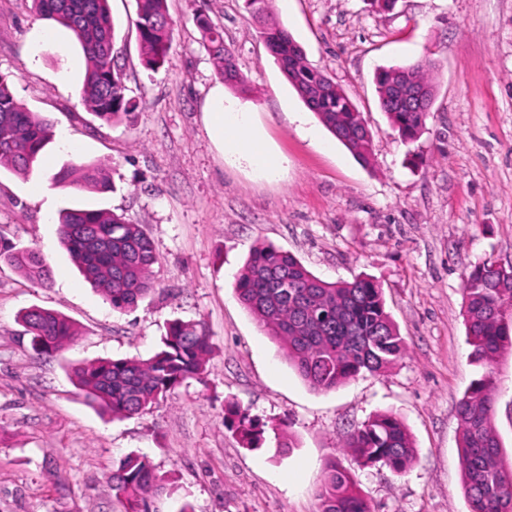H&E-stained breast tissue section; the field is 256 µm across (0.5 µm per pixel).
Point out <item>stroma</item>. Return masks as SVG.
Masks as SVG:
<instances>
[{
  "mask_svg": "<svg viewBox=\"0 0 512 512\" xmlns=\"http://www.w3.org/2000/svg\"><path fill=\"white\" fill-rule=\"evenodd\" d=\"M119 62L139 109L103 121L82 103L83 59L72 34L37 18L32 0H0V77L56 138L39 171L0 167V243L31 247L53 276L44 288L0 265V512H124L109 477L128 454L166 478L162 512H319L329 461L348 471L374 512H469L457 406L485 371L463 317L465 268L512 264V0H271L274 19L330 75L372 133L362 165L309 111L259 36L244 0H167L170 61L144 67L136 0H110ZM224 30L250 103L288 168L272 180L229 166L204 120L222 86L197 14ZM435 61L436 98L416 145L381 111L374 74ZM68 144H61V137ZM94 162L106 193L67 190L62 167ZM67 207L104 208L142 225L160 262L134 310H112L79 274L57 235ZM274 244L316 276H368L406 345L378 375L312 390L238 301L233 283L250 250ZM37 305L78 335L59 355L34 353L18 321ZM203 322L214 353L204 381L187 380L133 418L100 415L67 366L152 356L167 323ZM492 370L493 425L512 460V353ZM239 403L267 426L246 448L223 423ZM378 414L407 429L415 459L396 474L343 452L349 430ZM288 450H281V443Z\"/></svg>",
  "mask_w": 512,
  "mask_h": 512,
  "instance_id": "35a3bbf8",
  "label": "stroma"
}]
</instances>
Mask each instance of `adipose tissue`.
Listing matches in <instances>:
<instances>
[{
	"instance_id": "obj_1",
	"label": "adipose tissue",
	"mask_w": 512,
	"mask_h": 512,
	"mask_svg": "<svg viewBox=\"0 0 512 512\" xmlns=\"http://www.w3.org/2000/svg\"><path fill=\"white\" fill-rule=\"evenodd\" d=\"M206 118L208 132L227 164L249 169L265 178L279 176L284 160L268 150L252 106L227 100L219 91Z\"/></svg>"
}]
</instances>
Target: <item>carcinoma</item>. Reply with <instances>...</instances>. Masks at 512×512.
Returning <instances> with one entry per match:
<instances>
[{
  "mask_svg": "<svg viewBox=\"0 0 512 512\" xmlns=\"http://www.w3.org/2000/svg\"><path fill=\"white\" fill-rule=\"evenodd\" d=\"M252 15L264 20L260 34L288 82L305 103H314L320 122L354 156L371 162V132L345 93L324 71L311 66L302 46L278 23L265 22V0H246ZM36 13L69 30L83 60L82 97L88 110L105 121L136 111L118 54L109 0H33ZM203 46L217 74L232 87L241 83L224 30L205 15L197 17ZM141 61L157 70L168 61L173 26L166 0H137L135 20ZM436 63L422 59L378 72L380 108L407 142L423 134L435 97L431 73ZM414 88L421 101L409 103ZM54 138V124L28 110L7 81L0 78V163L26 177L41 162ZM61 187L107 192L110 184L100 165H71L54 175ZM58 235L84 280L100 291L112 308L130 310L155 288L159 256L139 224L111 210L66 208L58 218ZM7 264L43 286L51 271L41 254L15 245L0 247ZM464 316L472 356L489 368L474 380L458 403L460 459L469 512H512V465H505L492 427L497 387L490 367L512 350V266L483 262L464 273ZM234 290L240 303L286 351L299 376L315 391H333L363 373L379 374L400 358L405 342L385 311L382 288L367 276L327 282L292 253L272 244L254 247L240 270ZM19 321L38 355L55 356L77 336L66 316L37 305L23 309ZM213 350L201 322L175 319L167 324L161 346L147 359H98L74 364L69 375L89 404L114 418H131L149 410L188 379L204 380ZM224 424L247 448L263 441L264 425L235 403L224 407ZM342 448L365 465L380 464L401 473L414 456L400 421L377 415L353 428ZM112 490L125 512H159L165 478L145 455L129 454L112 471ZM319 512H371L352 477L336 462L326 466L317 492Z\"/></svg>",
  "mask_w": 512,
  "mask_h": 512,
  "instance_id": "cac0c4a2",
  "label": "carcinoma"
}]
</instances>
